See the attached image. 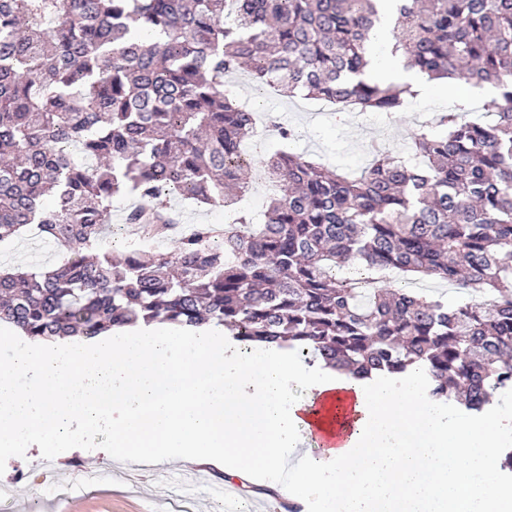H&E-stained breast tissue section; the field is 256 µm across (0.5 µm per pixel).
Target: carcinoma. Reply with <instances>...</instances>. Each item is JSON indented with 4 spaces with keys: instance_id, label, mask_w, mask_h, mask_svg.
Segmentation results:
<instances>
[{
    "instance_id": "cac0c4a2",
    "label": "carcinoma",
    "mask_w": 512,
    "mask_h": 512,
    "mask_svg": "<svg viewBox=\"0 0 512 512\" xmlns=\"http://www.w3.org/2000/svg\"><path fill=\"white\" fill-rule=\"evenodd\" d=\"M382 0H0V242L33 226L59 266L0 272V324L25 336L224 326L367 381L419 370L477 415L512 390V0H392L393 52L432 79L488 82L489 124L444 112L361 175L241 151L254 115L224 90L248 71L285 96L397 114L409 85L362 79ZM275 173L261 223L199 224L173 252L102 245L112 200L153 235L167 197L232 203ZM462 285L464 304L337 274Z\"/></svg>"
}]
</instances>
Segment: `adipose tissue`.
I'll return each mask as SVG.
<instances>
[{
  "label": "adipose tissue",
  "instance_id": "1",
  "mask_svg": "<svg viewBox=\"0 0 512 512\" xmlns=\"http://www.w3.org/2000/svg\"><path fill=\"white\" fill-rule=\"evenodd\" d=\"M384 10L368 46L365 78L421 87L426 77L392 52ZM309 399L294 401V384ZM353 394L325 425L338 447L299 454L315 394ZM112 456L180 458L248 481L285 473L278 493L316 500L322 512H512V402L473 418L435 402L411 373L365 383L270 350H243L221 326L191 335L143 326L92 343L31 342L0 362V448L66 455L101 423Z\"/></svg>",
  "mask_w": 512,
  "mask_h": 512
}]
</instances>
